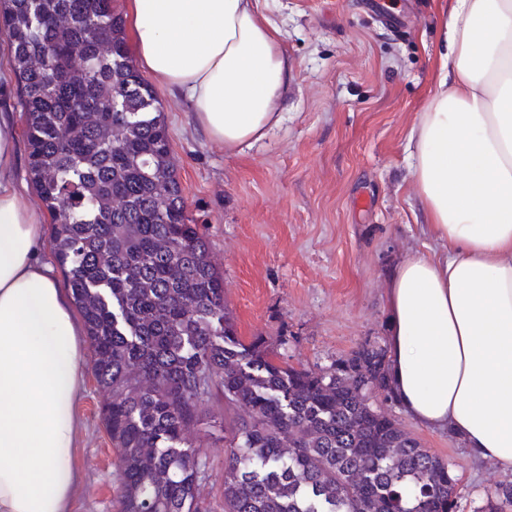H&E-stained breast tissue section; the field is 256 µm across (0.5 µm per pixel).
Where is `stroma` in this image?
Instances as JSON below:
<instances>
[{
    "label": "stroma",
    "instance_id": "stroma-1",
    "mask_svg": "<svg viewBox=\"0 0 512 512\" xmlns=\"http://www.w3.org/2000/svg\"><path fill=\"white\" fill-rule=\"evenodd\" d=\"M402 21L376 22L363 0H261L280 30L294 79L279 124L232 152L197 129L186 101L152 79L186 207L224 273L237 333L264 337L297 368L329 367L364 341H384L383 273L432 240L414 192L407 137L438 90L437 58L448 0H377ZM104 396L87 377L78 405V512H118L119 454L106 434ZM216 425L192 436L209 476L204 512H224V403ZM391 413L413 437L456 466L460 512L512 472L473 459L448 431Z\"/></svg>",
    "mask_w": 512,
    "mask_h": 512
}]
</instances>
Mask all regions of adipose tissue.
<instances>
[{
    "instance_id": "1",
    "label": "adipose tissue",
    "mask_w": 512,
    "mask_h": 512,
    "mask_svg": "<svg viewBox=\"0 0 512 512\" xmlns=\"http://www.w3.org/2000/svg\"><path fill=\"white\" fill-rule=\"evenodd\" d=\"M141 68L188 101L228 150L280 117L292 78L258 0H129ZM439 90L407 139L439 252L386 272L392 391L420 425L512 471V0H451ZM16 126L0 113V512H75L83 332L15 186Z\"/></svg>"
}]
</instances>
